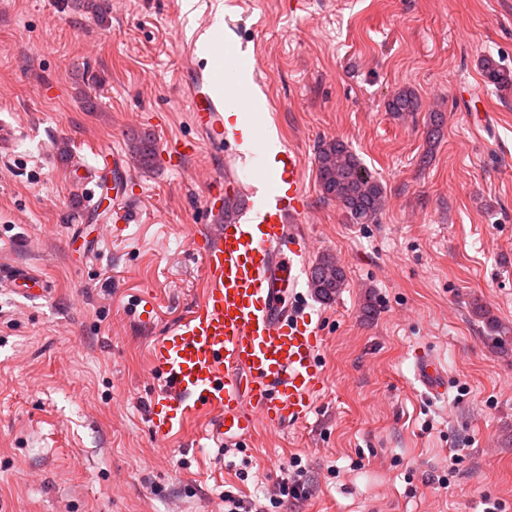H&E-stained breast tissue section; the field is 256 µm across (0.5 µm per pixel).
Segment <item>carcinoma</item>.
Wrapping results in <instances>:
<instances>
[{
    "label": "carcinoma",
    "mask_w": 512,
    "mask_h": 512,
    "mask_svg": "<svg viewBox=\"0 0 512 512\" xmlns=\"http://www.w3.org/2000/svg\"><path fill=\"white\" fill-rule=\"evenodd\" d=\"M481 67L488 84L500 90L512 88V72L501 68L493 59H484ZM387 110L403 117L420 111L421 102L414 92L402 90L388 100ZM129 147L143 166L153 165L156 147L150 134L132 135ZM315 162L324 198L339 202L350 223L372 224L378 220L385 202V187L346 143L341 140L323 143ZM345 282L343 268L328 254L321 255L311 269L310 286L324 302L333 300Z\"/></svg>",
    "instance_id": "1"
}]
</instances>
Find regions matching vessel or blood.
Instances as JSON below:
<instances>
[{"label":"vessel or blood","instance_id":"b4317fda","mask_svg":"<svg viewBox=\"0 0 512 512\" xmlns=\"http://www.w3.org/2000/svg\"><path fill=\"white\" fill-rule=\"evenodd\" d=\"M187 93L198 137L168 151L172 168L182 167L199 142L232 153L242 137L225 129L224 108L203 74H195ZM96 159L112 173L113 210L130 222L127 156L102 148ZM275 159L276 167L260 171L267 184L263 194L241 186L233 192L241 211L255 213V223L221 222V200L204 202V213L216 224L199 246L202 301L151 346L162 387L151 400L148 422L160 443H168L201 413L211 420L202 435L207 448L242 441L259 423L270 429L299 423L323 386L319 324L301 300L285 302L286 294L295 296L311 251L297 223L308 212V196L296 153L281 151ZM0 282L30 300L48 292L42 277L24 267L0 271ZM416 375L431 396L448 389V375L434 357L420 355Z\"/></svg>","mask_w":512,"mask_h":512}]
</instances>
